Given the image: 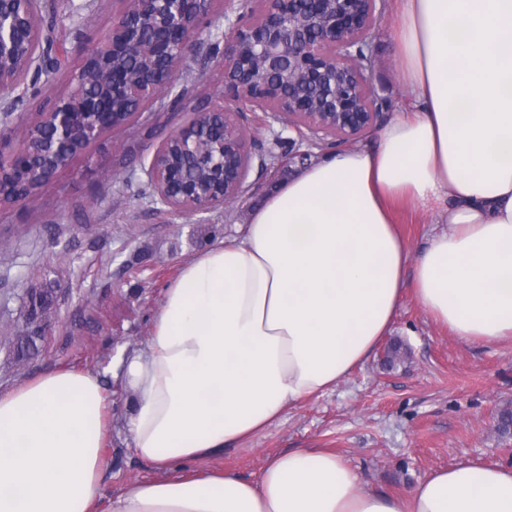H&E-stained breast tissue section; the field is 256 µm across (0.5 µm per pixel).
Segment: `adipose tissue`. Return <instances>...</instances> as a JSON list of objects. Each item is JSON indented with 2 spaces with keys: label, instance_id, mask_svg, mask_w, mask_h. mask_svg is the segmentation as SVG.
<instances>
[{
  "label": "adipose tissue",
  "instance_id": "obj_1",
  "mask_svg": "<svg viewBox=\"0 0 512 512\" xmlns=\"http://www.w3.org/2000/svg\"><path fill=\"white\" fill-rule=\"evenodd\" d=\"M393 34L413 111L291 174L165 289L125 362L126 427L161 475L111 512H512V465L399 495L318 448L254 483L200 466L365 364L406 294L460 339L512 340V0H401ZM397 203L444 226L418 256ZM106 415L99 378L74 369L0 392V512H99Z\"/></svg>",
  "mask_w": 512,
  "mask_h": 512
}]
</instances>
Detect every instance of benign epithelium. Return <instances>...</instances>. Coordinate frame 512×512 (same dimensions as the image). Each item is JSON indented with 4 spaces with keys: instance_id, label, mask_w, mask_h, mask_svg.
Masks as SVG:
<instances>
[{
    "instance_id": "7a95c632",
    "label": "benign epithelium",
    "mask_w": 512,
    "mask_h": 512,
    "mask_svg": "<svg viewBox=\"0 0 512 512\" xmlns=\"http://www.w3.org/2000/svg\"><path fill=\"white\" fill-rule=\"evenodd\" d=\"M213 0H122L108 40L83 56L74 74L80 90L55 96L35 122L7 124L0 113V199L20 202L68 166L81 151L117 129L121 113L136 99L150 104L170 96L186 68L190 44L216 55L224 43V90L189 109L191 117L156 147L147 175L157 200L181 214H198L235 202L245 191L255 157L246 114L229 99L267 112L288 127L307 130L312 147L352 145L386 120L365 62L370 35L379 24L377 0L364 12L355 0H262L252 20L224 0L228 31L212 32ZM38 0H0V94L13 92L15 73L32 62L24 48L42 49L43 32L32 31ZM204 170L210 194L196 202V181L174 173L167 146Z\"/></svg>"
}]
</instances>
